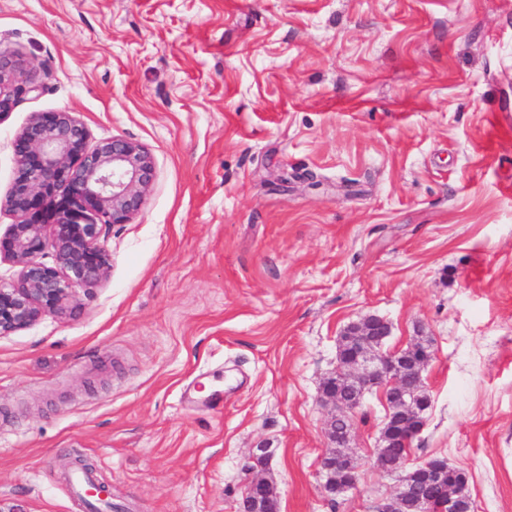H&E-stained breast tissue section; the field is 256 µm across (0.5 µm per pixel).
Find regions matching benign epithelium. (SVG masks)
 <instances>
[{"instance_id": "1", "label": "benign epithelium", "mask_w": 512, "mask_h": 512, "mask_svg": "<svg viewBox=\"0 0 512 512\" xmlns=\"http://www.w3.org/2000/svg\"><path fill=\"white\" fill-rule=\"evenodd\" d=\"M40 85L15 57L0 49V121L16 98L39 91ZM16 174L10 192L0 199V210L15 216L0 235V259L18 267L17 276L0 282V336L24 330L45 317L66 318L77 303L73 290L91 291L108 277L112 256L109 233L127 224L141 210L156 178L153 157L141 145L120 137L90 143L87 127L70 112L35 113L14 141ZM51 255L52 263L44 262ZM389 323L372 315L349 324L340 336V350H349L336 373L324 380L333 390L323 393L331 406L326 424L329 448L320 461L325 496L335 498L355 488L358 467L350 450L352 434L336 436V419H352L366 394L382 388L387 426L397 422L404 448H409L424 426L430 396L423 372L433 356L431 342L418 336L405 349L384 351ZM428 473V484L410 491L400 481L381 512H471L466 482L460 469L430 459L409 465L403 456L383 468ZM272 488L265 478L248 483L239 512H256L262 494Z\"/></svg>"}]
</instances>
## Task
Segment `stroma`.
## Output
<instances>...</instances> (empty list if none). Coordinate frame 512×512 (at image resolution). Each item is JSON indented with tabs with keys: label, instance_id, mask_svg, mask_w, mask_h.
Returning <instances> with one entry per match:
<instances>
[{
	"label": "stroma",
	"instance_id": "1",
	"mask_svg": "<svg viewBox=\"0 0 512 512\" xmlns=\"http://www.w3.org/2000/svg\"><path fill=\"white\" fill-rule=\"evenodd\" d=\"M39 92L0 121V197L36 112L153 156L78 307L0 337V512H237L254 448L280 512H379L382 392L354 418L358 482L317 472L338 336L430 337L412 462L512 512V0H0ZM93 483H95V476L84 470H75L69 478V487L72 495L85 500V491ZM90 493L108 496L111 494V491L104 483H95Z\"/></svg>",
	"mask_w": 512,
	"mask_h": 512
}]
</instances>
